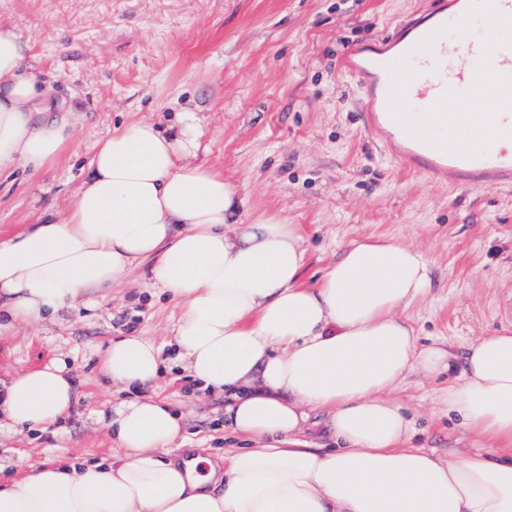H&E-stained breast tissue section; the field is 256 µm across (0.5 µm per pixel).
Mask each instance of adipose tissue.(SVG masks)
Returning a JSON list of instances; mask_svg holds the SVG:
<instances>
[{"instance_id":"adipose-tissue-1","label":"adipose tissue","mask_w":512,"mask_h":512,"mask_svg":"<svg viewBox=\"0 0 512 512\" xmlns=\"http://www.w3.org/2000/svg\"><path fill=\"white\" fill-rule=\"evenodd\" d=\"M51 109L26 43L0 25V171H39L70 147L73 125ZM204 134L189 106L164 130L114 129L60 221L0 237V335L106 298L146 260L155 288L181 307L169 357L139 336L100 355L107 384L138 392L111 408L110 454L16 461L0 512H512V332L479 337L460 357L418 347L402 313L428 289L430 261L398 241L350 242L301 284L299 225L250 216L247 195L198 162ZM414 368L450 372L437 402L489 451L444 460L408 446L413 422L394 395ZM177 369L227 395L231 430L253 447L219 465L201 448L171 458L180 423L150 390ZM76 403L56 360L0 383V425L54 432ZM314 415L335 448L300 440Z\"/></svg>"}]
</instances>
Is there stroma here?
Returning a JSON list of instances; mask_svg holds the SVG:
<instances>
[{
    "mask_svg": "<svg viewBox=\"0 0 512 512\" xmlns=\"http://www.w3.org/2000/svg\"><path fill=\"white\" fill-rule=\"evenodd\" d=\"M429 0H0V25L61 111L74 144L53 166L0 175V233L65 216L95 144L129 121L162 122L179 106L205 119L202 158L245 192L255 212H283L305 238L301 280L314 284L345 246L386 238L425 253L431 287L405 314L418 346L512 330V188L469 190L404 170L363 124V91L341 67L351 45L394 33ZM181 314L142 264L108 299L0 338V379L65 359L81 395L52 437L0 431V462L93 460L111 440L100 410L126 399L100 382L99 356L119 336L166 347ZM447 374L408 372L396 397L415 421L409 444L441 457L487 450L437 404ZM187 447L213 458L248 447L222 427L224 397L182 373L159 390Z\"/></svg>",
    "mask_w": 512,
    "mask_h": 512,
    "instance_id": "1",
    "label": "stroma"
}]
</instances>
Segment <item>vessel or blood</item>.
<instances>
[{
    "label": "vessel or blood",
    "instance_id": "b4317fda",
    "mask_svg": "<svg viewBox=\"0 0 512 512\" xmlns=\"http://www.w3.org/2000/svg\"><path fill=\"white\" fill-rule=\"evenodd\" d=\"M478 24L469 43L460 28ZM512 0H431L391 35L356 44L345 67L364 88L365 127L404 167L474 189L512 186ZM492 103L478 118L474 99ZM451 108L442 133L421 134L414 113ZM502 146L482 145L484 131Z\"/></svg>",
    "mask_w": 512,
    "mask_h": 512
}]
</instances>
